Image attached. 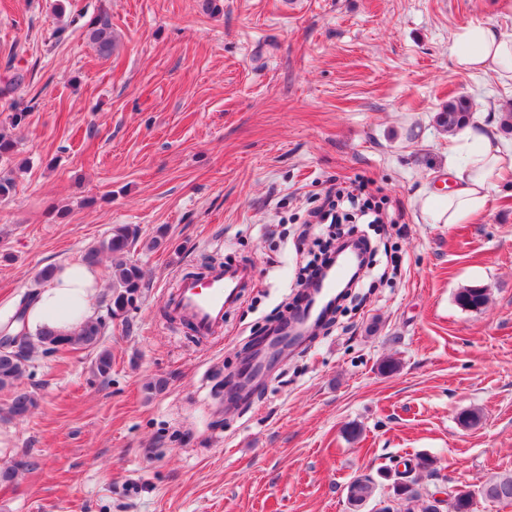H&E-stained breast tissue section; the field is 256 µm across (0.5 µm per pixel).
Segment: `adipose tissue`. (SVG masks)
Returning <instances> with one entry per match:
<instances>
[{
	"instance_id": "adipose-tissue-1",
	"label": "adipose tissue",
	"mask_w": 512,
	"mask_h": 512,
	"mask_svg": "<svg viewBox=\"0 0 512 512\" xmlns=\"http://www.w3.org/2000/svg\"><path fill=\"white\" fill-rule=\"evenodd\" d=\"M451 42L456 69L491 72L500 83H512V34L489 22L471 23L459 27ZM510 178L512 151L495 145L489 131L466 127L448 148L447 192L429 193L422 199L420 211L434 224L464 223ZM99 286L96 267L82 262L58 265L26 310L29 331H73L93 316Z\"/></svg>"
}]
</instances>
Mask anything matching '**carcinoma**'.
<instances>
[{
  "label": "carcinoma",
  "instance_id": "carcinoma-1",
  "mask_svg": "<svg viewBox=\"0 0 512 512\" xmlns=\"http://www.w3.org/2000/svg\"><path fill=\"white\" fill-rule=\"evenodd\" d=\"M86 37L101 54L108 56L112 53V23L107 15H100L88 25ZM469 110L466 99L450 100L443 112L439 113V122L448 132L453 133L468 123ZM18 145L16 136L0 131V160L13 159ZM139 237L137 227L117 224L112 227L107 238L83 256V262L90 265L96 264L102 254L111 258V284L110 293L105 299V317L87 320L68 334L49 328L40 330L34 336L25 332L15 339L16 348L6 353L0 352V391L8 392V399L0 408V418L23 422L38 407L33 393L17 386V381L29 370L37 352L50 355L88 351L94 354V371L102 377L109 375L112 370V353L101 346L106 320L126 318L145 285L142 268L128 259ZM455 301L464 309L479 311L488 303L487 289L477 285L467 286L455 294ZM36 465L37 462L25 453L11 465L0 469V483H12L21 473L32 470ZM350 493L355 502L362 506L376 498L377 485L368 477L362 480L357 478L350 486ZM479 499L497 504L512 503V474L497 475L477 490L468 487L457 492L448 503V512H475Z\"/></svg>",
  "mask_w": 512,
  "mask_h": 512
}]
</instances>
